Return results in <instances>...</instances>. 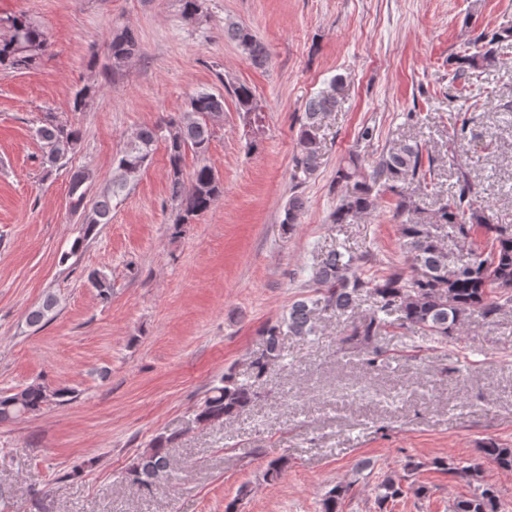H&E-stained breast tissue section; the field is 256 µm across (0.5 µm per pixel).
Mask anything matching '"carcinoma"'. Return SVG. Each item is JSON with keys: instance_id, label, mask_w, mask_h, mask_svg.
I'll return each mask as SVG.
<instances>
[{"instance_id": "cac0c4a2", "label": "carcinoma", "mask_w": 512, "mask_h": 512, "mask_svg": "<svg viewBox=\"0 0 512 512\" xmlns=\"http://www.w3.org/2000/svg\"><path fill=\"white\" fill-rule=\"evenodd\" d=\"M0 25L8 28L9 38L0 42V67L27 69L35 66L48 48L46 32L27 16L0 18ZM227 35L234 40L252 64L262 67L270 54L264 42L246 27L231 23ZM485 37H476L472 54L458 58L461 67L483 68L495 62L494 50L483 45ZM112 68L118 69L140 52L139 43L127 29L111 33L108 45ZM342 76L334 77L325 91L312 98L305 112L306 122L298 135V153L295 157L294 179L302 181L313 176L321 164L317 137L324 118L334 111L344 98ZM238 111L246 116L258 112L255 94L244 83L230 87ZM224 115V95L199 91L191 95L179 116L164 118L153 126L140 128L126 143L115 160L118 176L112 188L103 194L88 212H83L84 235L92 233L99 224L112 220V197L122 192L128 180L151 158L159 138H164L169 161L168 194L176 205L175 223L188 224L209 211L224 195V187L212 168L201 162L189 179L183 177V162L187 152L203 159L208 153L214 124ZM43 142L44 160L51 167L66 166V154L81 140V129L61 122L49 115L36 130ZM429 168H424V165ZM423 163V148L418 143L393 142L384 151L372 170L362 165L360 155H349L336 169V183L346 191L338 197L330 214L333 224H351L376 209L378 190L383 184L398 196L396 216L400 217L401 237L410 263V272L393 269L377 276L368 274L365 265L368 256L356 257L347 250L333 249L312 268L309 283L320 297L294 302L283 318L263 330V348L248 363L246 372H230L220 384L212 387L196 416L201 426L222 425L249 410L257 398L258 384L282 360L281 337H309L318 335L321 315L330 313L349 319L340 343L349 347L361 346L366 364L377 370L388 357L379 346V338L394 325L417 330L429 336L446 339L461 331L466 319L478 314L485 319L497 315L512 303V228L490 223L483 213L472 205L473 187L467 174L458 176V190L439 204L432 213L425 211L411 198L398 191L399 185L415 181L428 187L427 174L433 160ZM87 176L81 171L71 174L69 197L72 208H84ZM305 202L299 195L292 196L285 209L282 224L293 227L300 220ZM448 226L459 238L467 240L478 232L491 235V250L487 256L454 259L442 246L436 234L437 226ZM88 282L97 295L107 300L112 295V284L106 273L94 270ZM363 296L374 299L373 307L358 315L355 310ZM57 299L49 295L41 305L32 309L28 323L37 326L53 318ZM63 390H50L40 383H31L9 394L0 395V422H7L64 397ZM177 435L156 436L147 448L132 459L125 469V481L140 489H150L170 479L174 464L169 446ZM483 462L462 468L450 467L448 473L461 475L473 486V492L456 499L448 512H498L495 491L485 481L484 463L500 469H512V448L490 445L482 449ZM380 502L402 492L401 478L388 477L376 487ZM349 492V486L338 484L322 500L323 512H337L339 500Z\"/></svg>"}]
</instances>
